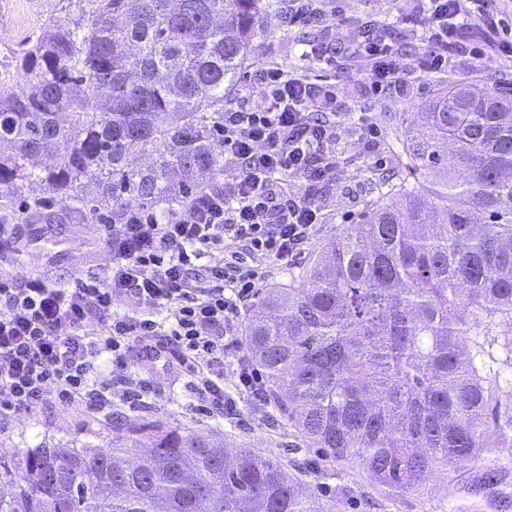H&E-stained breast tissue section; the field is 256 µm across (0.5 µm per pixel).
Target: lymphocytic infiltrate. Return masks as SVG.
<instances>
[{
  "label": "lymphocytic infiltrate",
  "mask_w": 512,
  "mask_h": 512,
  "mask_svg": "<svg viewBox=\"0 0 512 512\" xmlns=\"http://www.w3.org/2000/svg\"><path fill=\"white\" fill-rule=\"evenodd\" d=\"M400 21L425 52L404 70L398 43L354 40L346 61L365 77L358 96L408 93L461 54L512 64V30L503 27L497 0H415ZM255 78L260 96L225 109L219 131L225 161L239 170L231 184L201 188L164 221L133 206L119 223L100 222L97 240L112 255L106 274L62 284L0 273L1 417L50 401L63 409L87 402L107 416L113 398L136 404L148 391L142 379L102 378L106 367H126L135 347L187 378L211 418L234 407L222 381L224 354L241 347L240 320L259 293L260 262L296 257L310 238L316 201L340 164L337 126L353 121L370 150L378 137L372 115L353 111L335 85L274 66L258 67ZM286 175L303 178V195L283 190ZM223 249L224 262L195 277L200 260ZM118 298L127 305L121 313L112 309Z\"/></svg>",
  "instance_id": "1"
}]
</instances>
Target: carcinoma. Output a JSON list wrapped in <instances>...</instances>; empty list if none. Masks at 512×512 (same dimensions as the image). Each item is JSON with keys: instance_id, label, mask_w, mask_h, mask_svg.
Masks as SVG:
<instances>
[{"instance_id": "carcinoma-1", "label": "carcinoma", "mask_w": 512, "mask_h": 512, "mask_svg": "<svg viewBox=\"0 0 512 512\" xmlns=\"http://www.w3.org/2000/svg\"><path fill=\"white\" fill-rule=\"evenodd\" d=\"M83 2L31 41V92L0 91V141L13 146L0 207L38 179L76 217L84 180L99 191L91 216L117 220L130 197L184 208L215 170L224 95L274 0ZM421 115L403 149L426 184L388 187L403 199L328 241L297 284L268 289L244 336L263 377L254 405L328 459L417 496L436 469L490 479L512 463V81L437 80ZM3 484L0 512H328L277 456L244 450L231 464L207 433L144 421L115 427L105 448L0 459Z\"/></svg>"}]
</instances>
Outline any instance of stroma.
Returning a JSON list of instances; mask_svg holds the SVG:
<instances>
[{
    "mask_svg": "<svg viewBox=\"0 0 512 512\" xmlns=\"http://www.w3.org/2000/svg\"><path fill=\"white\" fill-rule=\"evenodd\" d=\"M69 3L70 0H0V30L8 34L0 42L1 90L17 95L31 91L32 81L24 78L19 69L21 58L31 39L42 34L48 25L68 23L72 17ZM292 7L304 11L303 19L293 25L288 22ZM411 8L410 0H281L278 8L265 15L252 57L238 83L225 96V106H241L259 96L254 72L260 65L272 63L285 69L299 65L301 37L306 33L325 40L329 47L344 48L372 22L381 32L404 44L408 53L423 52V44L407 37L397 21L399 14ZM435 80V75H425L407 97L388 94L368 101L379 131L374 151L366 150L353 125L345 123L338 128L341 164L335 180L318 199L321 222L314 226L303 253L294 261L263 262V288H285L295 283L326 241L336 238L348 225L360 223L364 212L380 202L386 175L396 174L411 187L417 184V176L405 164L400 143L407 130L415 126L419 107L430 97ZM110 260L105 250L90 251L88 242L70 240L60 244L50 239L40 254L16 260L13 271L64 282L76 271L96 270ZM131 369L152 389L145 404L134 409L114 406L108 419L86 404L62 410L50 403L28 414L7 416L0 419V458L16 459L27 449L44 444L70 448L90 441L104 446L112 436L114 419H144L212 432L229 449L282 457L288 477L303 479L328 512H512V464L506 462L498 468L497 484L490 487L484 486L479 468L469 467L451 477L434 473L430 484L436 492L426 499L375 484L355 461L326 462L322 451L302 442L278 411L255 409L246 394L238 392L236 354H229L224 360V388L235 391L236 407L220 422L196 411L192 391L169 365L135 359Z\"/></svg>",
    "mask_w": 512,
    "mask_h": 512,
    "instance_id": "1",
    "label": "stroma"
}]
</instances>
